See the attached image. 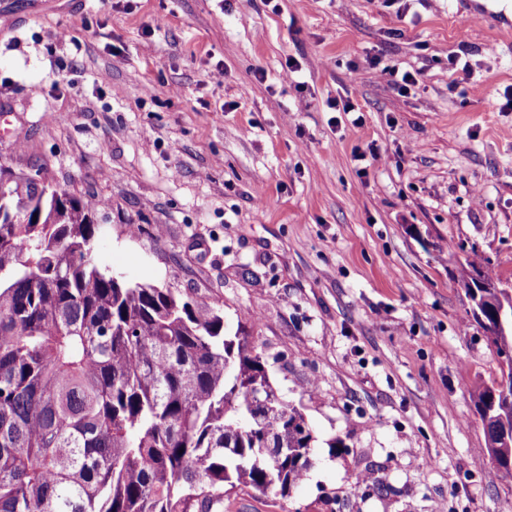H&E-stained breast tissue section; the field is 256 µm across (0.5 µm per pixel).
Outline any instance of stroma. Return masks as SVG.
Wrapping results in <instances>:
<instances>
[{
	"label": "stroma",
	"instance_id": "1",
	"mask_svg": "<svg viewBox=\"0 0 512 512\" xmlns=\"http://www.w3.org/2000/svg\"><path fill=\"white\" fill-rule=\"evenodd\" d=\"M453 14L0 0V168L100 200V266L218 303L315 438L288 496L228 488L224 512H512L471 397L500 358L460 282L474 254L512 282V38ZM386 66L422 77L401 95Z\"/></svg>",
	"mask_w": 512,
	"mask_h": 512
}]
</instances>
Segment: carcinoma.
<instances>
[{"instance_id":"1","label":"carcinoma","mask_w":512,"mask_h":512,"mask_svg":"<svg viewBox=\"0 0 512 512\" xmlns=\"http://www.w3.org/2000/svg\"><path fill=\"white\" fill-rule=\"evenodd\" d=\"M3 183L0 512H222L226 484L288 495L314 436L242 329L226 335L202 298L101 268L96 204L0 169ZM476 276L495 283L467 261L464 287ZM481 300L488 323L512 308L501 291ZM472 399L500 413L493 387ZM485 435L512 442V416ZM497 453L511 475L512 445Z\"/></svg>"}]
</instances>
